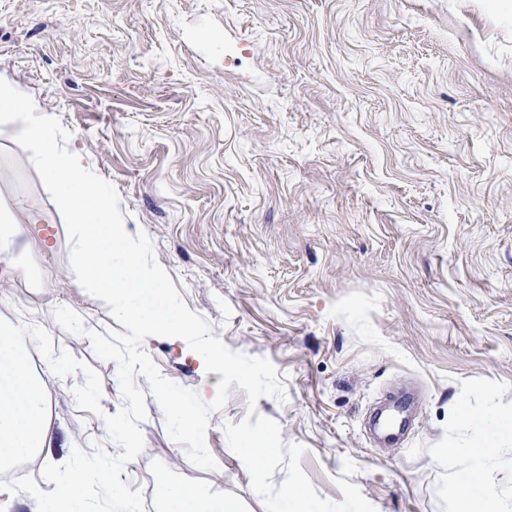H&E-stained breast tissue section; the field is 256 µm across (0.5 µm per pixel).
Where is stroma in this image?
<instances>
[{
	"mask_svg": "<svg viewBox=\"0 0 512 512\" xmlns=\"http://www.w3.org/2000/svg\"><path fill=\"white\" fill-rule=\"evenodd\" d=\"M0 78L70 133L116 189L188 308L232 351L268 359L284 398L231 387L210 417L216 468L194 465L148 395L144 450L121 481L164 512L160 477L265 512L224 427L274 420L320 497L338 480L375 512H451L470 430L458 409L512 412V0H0ZM13 125L0 126V204L29 243L0 259V320L37 326L99 374L40 352L58 446L120 449L115 362L57 308L121 331L77 282L70 239ZM161 373L212 401L181 340L150 337Z\"/></svg>",
	"mask_w": 512,
	"mask_h": 512,
	"instance_id": "35a3bbf8",
	"label": "stroma"
}]
</instances>
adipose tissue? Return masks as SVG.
<instances>
[{
  "instance_id": "adipose-tissue-1",
  "label": "adipose tissue",
  "mask_w": 512,
  "mask_h": 512,
  "mask_svg": "<svg viewBox=\"0 0 512 512\" xmlns=\"http://www.w3.org/2000/svg\"><path fill=\"white\" fill-rule=\"evenodd\" d=\"M32 342L19 326L0 321V471L50 458L56 446L44 380L30 368ZM463 418L472 432L469 446L444 450L461 462L453 479L454 512H504L491 475L504 465L498 442L512 431V417L488 410ZM166 500L167 512H242L238 502L194 484H167Z\"/></svg>"
}]
</instances>
